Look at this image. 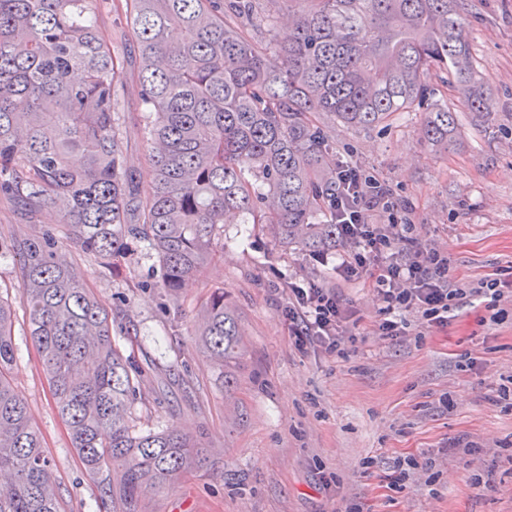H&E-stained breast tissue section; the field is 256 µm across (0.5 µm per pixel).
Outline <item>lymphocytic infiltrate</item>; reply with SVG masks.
<instances>
[{
  "label": "lymphocytic infiltrate",
  "instance_id": "1",
  "mask_svg": "<svg viewBox=\"0 0 512 512\" xmlns=\"http://www.w3.org/2000/svg\"><path fill=\"white\" fill-rule=\"evenodd\" d=\"M338 179L336 269L341 276L369 283L380 303L381 318L361 326L335 289L285 282L282 314L297 349L318 347L341 354L346 344L365 336L421 337L431 328L447 326L449 313L473 299L486 303L491 322L505 319L508 311L500 306L505 297L500 279H450L448 256L436 248L420 247L391 258L412 225L397 219L399 205L390 190L348 164L339 170ZM432 466V461L414 456L396 458L389 484L399 491L421 483L432 486L438 478Z\"/></svg>",
  "mask_w": 512,
  "mask_h": 512
}]
</instances>
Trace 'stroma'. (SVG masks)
I'll list each match as a JSON object with an SVG mask.
<instances>
[{
	"mask_svg": "<svg viewBox=\"0 0 512 512\" xmlns=\"http://www.w3.org/2000/svg\"><path fill=\"white\" fill-rule=\"evenodd\" d=\"M124 3L111 0L97 26L118 62L120 139L145 192L153 178L149 114ZM462 9L491 110L486 119L463 116V146L446 152L425 144L416 112L372 128L337 126L331 141L338 160L409 206L414 237L447 252L450 278L512 281V0H462ZM128 246L110 272L71 242L63 249L110 313L118 348L142 372L135 432L177 428L201 442L202 463L174 485L146 488L141 512H329L349 503L363 512H512V465L496 454L512 448V409L496 401L512 376V316L494 324L476 302L421 338L370 336L342 355L302 353L282 315L285 281L339 289L363 324L379 318L374 292L364 280L343 279L335 257L285 247L260 224L231 223L207 266L173 294L162 286L154 250L137 240ZM20 283L18 268L0 257V297L16 304ZM217 288L242 334L229 391L195 334ZM12 339L13 387L52 460L63 508L117 512L72 446L17 304ZM467 353L475 363L464 370ZM444 397L449 407L440 406ZM470 441L490 449L479 461L489 483L482 490L473 489L469 468L452 451ZM423 454L440 463L434 491L394 492L387 481L393 460ZM368 456L376 463L366 473L360 463ZM331 476L337 486L329 492L323 481Z\"/></svg>",
	"mask_w": 512,
	"mask_h": 512,
	"instance_id": "stroma-1",
	"label": "stroma"
}]
</instances>
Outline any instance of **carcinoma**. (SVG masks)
<instances>
[{
  "label": "carcinoma",
  "mask_w": 512,
  "mask_h": 512,
  "mask_svg": "<svg viewBox=\"0 0 512 512\" xmlns=\"http://www.w3.org/2000/svg\"><path fill=\"white\" fill-rule=\"evenodd\" d=\"M103 0H0V194L38 235L14 237L20 303L58 412L102 496L138 512L148 486L175 483L197 459L182 431L136 434L135 368L112 344L109 313L60 260L57 228L109 271L128 239L156 251L179 293L211 259L233 213L286 246L336 248L338 162L322 119L348 127L422 112L433 147L457 144L459 113L434 100L451 84L490 116L460 0H269L292 19L286 43L259 0H129L150 112L153 182L142 196L122 151L118 66L97 29ZM11 302L0 298V512H62L29 408L14 391ZM204 352L224 369L240 355L224 291L200 311Z\"/></svg>",
  "instance_id": "1"
}]
</instances>
